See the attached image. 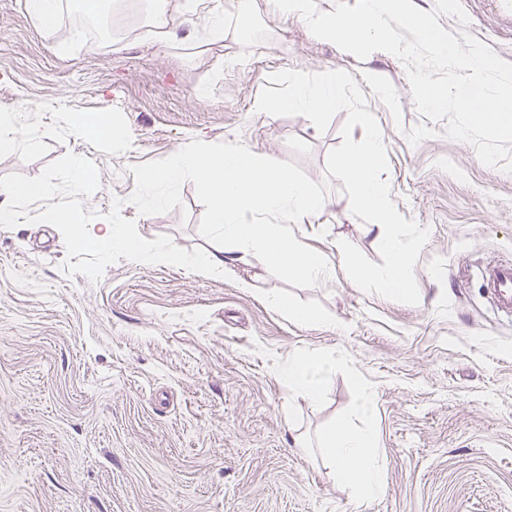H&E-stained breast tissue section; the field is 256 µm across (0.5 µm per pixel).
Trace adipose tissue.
<instances>
[{"instance_id": "adipose-tissue-1", "label": "adipose tissue", "mask_w": 512, "mask_h": 512, "mask_svg": "<svg viewBox=\"0 0 512 512\" xmlns=\"http://www.w3.org/2000/svg\"><path fill=\"white\" fill-rule=\"evenodd\" d=\"M192 178L211 213V223L223 247L203 253L197 261L207 274L224 272L230 254L239 260L257 254L288 277L304 280L330 278L325 258L306 248L288 228L287 219L311 215L325 207L303 181L288 177L256 153L237 148L195 144L180 150L172 165L144 171L140 176L139 205L151 211L164 198L165 188L182 178ZM74 236L89 241L103 253L123 251L145 264L179 261L176 248L142 246L118 224L103 232L76 230ZM336 367L323 356L298 357L289 362L283 380L291 394L316 401L323 394V380ZM370 429L332 425L319 441V452L333 472L348 486L372 498L383 488L384 464Z\"/></svg>"}]
</instances>
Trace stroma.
<instances>
[{
	"instance_id": "obj_1",
	"label": "stroma",
	"mask_w": 512,
	"mask_h": 512,
	"mask_svg": "<svg viewBox=\"0 0 512 512\" xmlns=\"http://www.w3.org/2000/svg\"><path fill=\"white\" fill-rule=\"evenodd\" d=\"M77 2L60 0L62 21L47 31L25 0H0V110L47 132L38 151H0V182L52 186L0 224V512H512V317L477 277L512 257V173L418 113L398 57L356 59L269 0H193L190 27L185 0H166L175 42L149 31L144 0H108L89 27ZM461 4L469 33L512 62V0ZM216 10L214 40L204 22ZM284 69L343 70L365 94L390 198L429 231L414 267L419 304L348 278L337 241L381 257L373 225L326 174L347 114L320 131L255 111ZM99 112L129 127L127 146L73 135L75 116ZM197 142L250 149L325 199L295 227L332 277L292 279L258 255L198 272L196 257L220 241L194 181L152 212L137 204L140 174ZM75 162L88 173L79 187ZM55 210L85 228L121 224L183 261L139 265L76 245L44 220ZM273 292L319 322L288 318ZM301 353L338 362L320 401L289 394L280 377ZM366 391L385 477L361 504L316 445Z\"/></svg>"
}]
</instances>
